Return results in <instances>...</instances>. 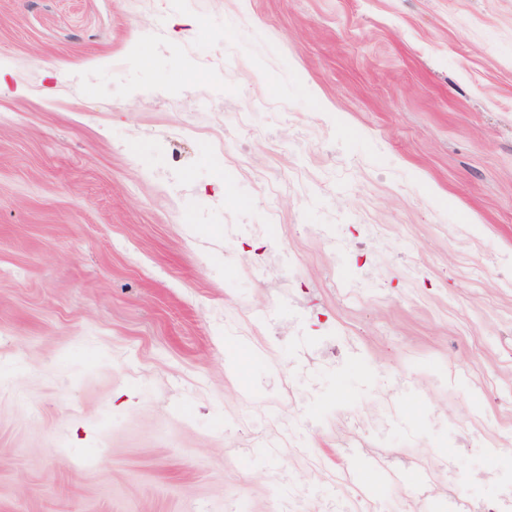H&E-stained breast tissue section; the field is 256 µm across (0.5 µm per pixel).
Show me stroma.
<instances>
[{
	"mask_svg": "<svg viewBox=\"0 0 512 512\" xmlns=\"http://www.w3.org/2000/svg\"><path fill=\"white\" fill-rule=\"evenodd\" d=\"M0 70V512L512 501V0H0Z\"/></svg>",
	"mask_w": 512,
	"mask_h": 512,
	"instance_id": "obj_1",
	"label": "stroma"
}]
</instances>
